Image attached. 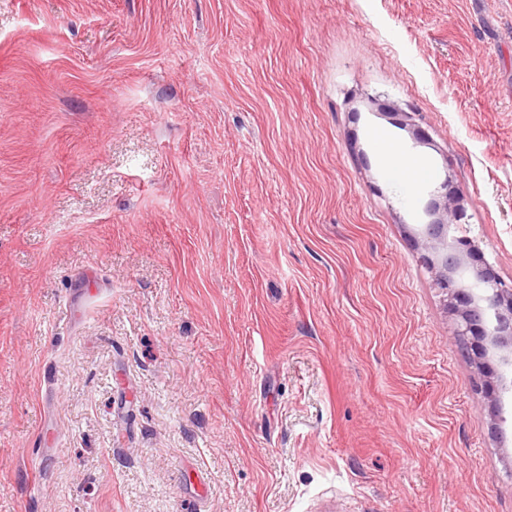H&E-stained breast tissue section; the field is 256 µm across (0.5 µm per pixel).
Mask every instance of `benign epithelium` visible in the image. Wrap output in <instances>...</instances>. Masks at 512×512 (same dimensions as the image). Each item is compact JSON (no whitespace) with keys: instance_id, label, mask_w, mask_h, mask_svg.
Instances as JSON below:
<instances>
[{"instance_id":"benign-epithelium-1","label":"benign epithelium","mask_w":512,"mask_h":512,"mask_svg":"<svg viewBox=\"0 0 512 512\" xmlns=\"http://www.w3.org/2000/svg\"><path fill=\"white\" fill-rule=\"evenodd\" d=\"M426 213L429 222L415 235L417 249L454 316L456 335L479 375L489 378L485 399L497 436L506 421L504 405L512 400V284L500 279L474 240L452 235L465 210L463 194L450 180L440 185Z\"/></svg>"}]
</instances>
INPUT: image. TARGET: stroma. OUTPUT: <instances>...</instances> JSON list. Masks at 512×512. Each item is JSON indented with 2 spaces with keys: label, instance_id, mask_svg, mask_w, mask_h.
Segmentation results:
<instances>
[{
  "label": "stroma",
  "instance_id": "stroma-1",
  "mask_svg": "<svg viewBox=\"0 0 512 512\" xmlns=\"http://www.w3.org/2000/svg\"><path fill=\"white\" fill-rule=\"evenodd\" d=\"M447 179L512 281V0H0V512H512Z\"/></svg>",
  "mask_w": 512,
  "mask_h": 512
}]
</instances>
